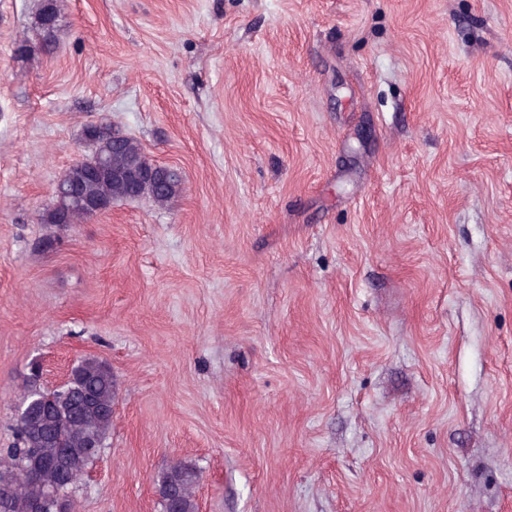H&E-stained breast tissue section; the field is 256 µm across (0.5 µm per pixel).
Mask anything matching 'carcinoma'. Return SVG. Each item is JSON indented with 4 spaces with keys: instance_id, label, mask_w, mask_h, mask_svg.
<instances>
[{
    "instance_id": "carcinoma-1",
    "label": "carcinoma",
    "mask_w": 512,
    "mask_h": 512,
    "mask_svg": "<svg viewBox=\"0 0 512 512\" xmlns=\"http://www.w3.org/2000/svg\"><path fill=\"white\" fill-rule=\"evenodd\" d=\"M56 0H46L37 18L41 41L31 47L22 44V55L50 56L55 51L58 27ZM85 138L98 147L105 167L92 176L85 165L75 162L64 173V190L74 189L53 200L42 212L44 224H80L91 219L92 208L109 207L117 201L150 198L164 207L180 191L182 177L172 175L155 182L141 178L153 163L141 144L124 136L112 150V133L94 125L85 129ZM116 395L112 369L94 358L74 366L72 379L56 389L58 408L41 414L40 394H26L24 417L14 425V441L0 452V512H64L61 504L71 499L88 468L100 457L101 449L89 447L97 439L105 441L112 429L109 408ZM200 473L196 466L179 460L170 464L157 479L159 512H198L196 488Z\"/></svg>"
}]
</instances>
